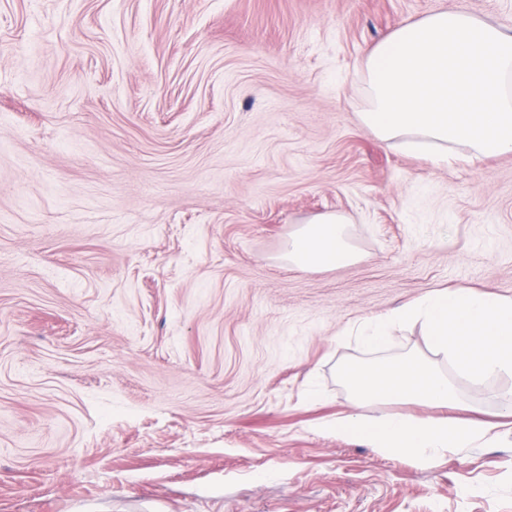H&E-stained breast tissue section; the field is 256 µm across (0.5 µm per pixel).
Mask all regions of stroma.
I'll return each mask as SVG.
<instances>
[{
    "label": "stroma",
    "mask_w": 512,
    "mask_h": 512,
    "mask_svg": "<svg viewBox=\"0 0 512 512\" xmlns=\"http://www.w3.org/2000/svg\"><path fill=\"white\" fill-rule=\"evenodd\" d=\"M512 0H0V512H512V432L422 467L339 436L350 331L512 296V155L363 127L356 59ZM357 258H284L311 217ZM456 382L493 419L512 377Z\"/></svg>",
    "instance_id": "stroma-1"
}]
</instances>
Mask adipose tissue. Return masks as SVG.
Wrapping results in <instances>:
<instances>
[{
  "instance_id": "adipose-tissue-1",
  "label": "adipose tissue",
  "mask_w": 512,
  "mask_h": 512,
  "mask_svg": "<svg viewBox=\"0 0 512 512\" xmlns=\"http://www.w3.org/2000/svg\"><path fill=\"white\" fill-rule=\"evenodd\" d=\"M368 106L360 124L380 141L429 153L435 163L451 147L470 158L512 154V33L465 8L430 14L403 24L359 58ZM286 257L303 270L336 268L353 259L344 217L322 213L291 235ZM421 324L433 353L458 359L475 381L512 375V296L443 289L361 324L358 333L382 348L392 327ZM354 412L330 423L339 435H358L372 447L434 465L498 439L497 425L451 417L461 404L453 380L427 359L407 355L367 366H345ZM417 402L439 409L427 419L402 415L367 418L358 409L373 403Z\"/></svg>"
}]
</instances>
